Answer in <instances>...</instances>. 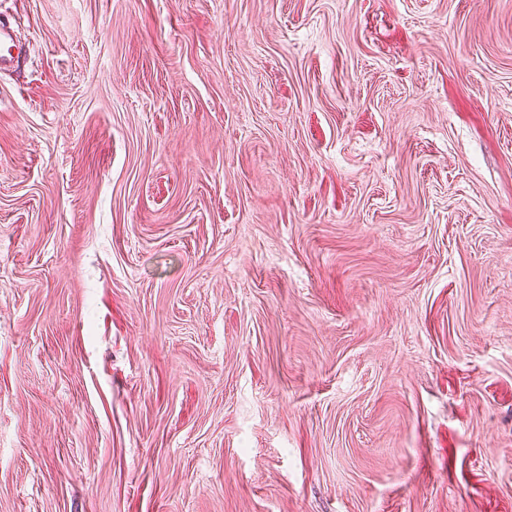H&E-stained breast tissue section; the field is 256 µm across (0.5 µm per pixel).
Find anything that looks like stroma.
<instances>
[{"mask_svg":"<svg viewBox=\"0 0 512 512\" xmlns=\"http://www.w3.org/2000/svg\"><path fill=\"white\" fill-rule=\"evenodd\" d=\"M0 20V512H512V0ZM15 30L10 23H0V67L15 63L12 48L15 46Z\"/></svg>","mask_w":512,"mask_h":512,"instance_id":"35a3bbf8","label":"stroma"}]
</instances>
